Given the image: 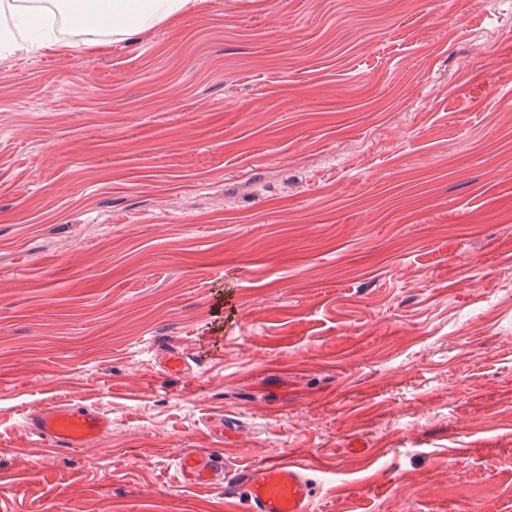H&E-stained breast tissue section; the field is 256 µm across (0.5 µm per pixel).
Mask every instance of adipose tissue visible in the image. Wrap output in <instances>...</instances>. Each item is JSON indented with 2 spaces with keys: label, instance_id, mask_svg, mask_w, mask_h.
Returning <instances> with one entry per match:
<instances>
[{
  "label": "adipose tissue",
  "instance_id": "1",
  "mask_svg": "<svg viewBox=\"0 0 512 512\" xmlns=\"http://www.w3.org/2000/svg\"><path fill=\"white\" fill-rule=\"evenodd\" d=\"M200 0H103L87 19L85 0H0V37L27 41L38 49L72 53L76 33H90L88 47L102 35L128 37L197 9Z\"/></svg>",
  "mask_w": 512,
  "mask_h": 512
}]
</instances>
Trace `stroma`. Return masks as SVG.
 Here are the masks:
<instances>
[{"label": "stroma", "instance_id": "stroma-1", "mask_svg": "<svg viewBox=\"0 0 512 512\" xmlns=\"http://www.w3.org/2000/svg\"><path fill=\"white\" fill-rule=\"evenodd\" d=\"M222 2L0 47V512H226L189 448L512 512V0ZM109 425V418L94 409L51 403L30 417L28 429L40 443L73 450L97 440Z\"/></svg>", "mask_w": 512, "mask_h": 512}]
</instances>
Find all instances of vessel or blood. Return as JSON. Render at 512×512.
Instances as JSON below:
<instances>
[{"label": "vessel or blood", "mask_w": 512, "mask_h": 512, "mask_svg": "<svg viewBox=\"0 0 512 512\" xmlns=\"http://www.w3.org/2000/svg\"><path fill=\"white\" fill-rule=\"evenodd\" d=\"M109 425L99 411L51 403L30 417L28 429L38 442L73 450L97 440ZM179 468L191 484L218 485L227 478L222 459L207 450L184 452ZM307 471V464L296 456L255 465L230 488L226 501H244L245 512H311L316 487Z\"/></svg>", "instance_id": "vessel-or-blood-1"}]
</instances>
